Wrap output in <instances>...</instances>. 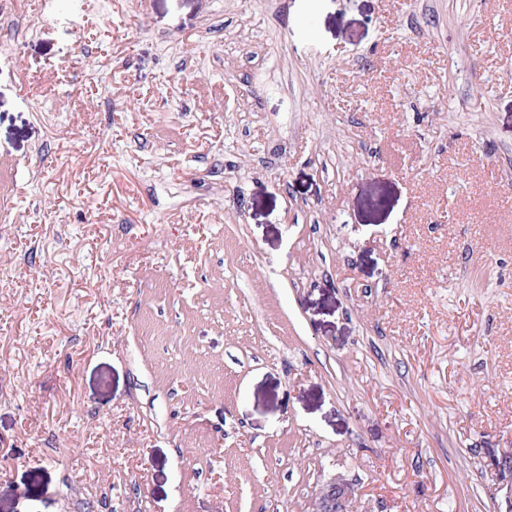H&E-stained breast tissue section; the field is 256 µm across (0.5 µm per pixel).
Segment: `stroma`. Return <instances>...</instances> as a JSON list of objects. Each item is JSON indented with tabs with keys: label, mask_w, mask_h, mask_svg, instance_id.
Listing matches in <instances>:
<instances>
[{
	"label": "stroma",
	"mask_w": 512,
	"mask_h": 512,
	"mask_svg": "<svg viewBox=\"0 0 512 512\" xmlns=\"http://www.w3.org/2000/svg\"><path fill=\"white\" fill-rule=\"evenodd\" d=\"M0 512H507L512 0H18ZM356 492L352 484L336 477L319 490L312 504L313 512H350Z\"/></svg>",
	"instance_id": "stroma-1"
}]
</instances>
